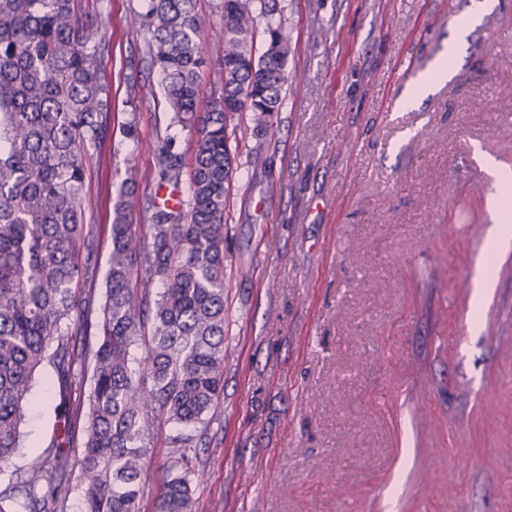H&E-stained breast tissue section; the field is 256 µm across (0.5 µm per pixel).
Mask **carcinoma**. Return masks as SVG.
<instances>
[{
	"label": "carcinoma",
	"mask_w": 512,
	"mask_h": 512,
	"mask_svg": "<svg viewBox=\"0 0 512 512\" xmlns=\"http://www.w3.org/2000/svg\"><path fill=\"white\" fill-rule=\"evenodd\" d=\"M222 90L199 108L205 32L196 0H140L135 25L161 76L168 123L154 180L181 184L178 133L196 136L189 194L178 207L126 188L113 211L105 291L96 299L98 235L86 223V151L110 136L99 79L104 36L75 0H0V472L20 446L37 372L60 389L56 428L28 466L11 471L0 512L21 495L28 512H65L72 479L82 512H137L152 432L170 465L156 512H192L193 428L204 437L224 391V225L241 167L238 130L267 132L297 76L280 0H220ZM238 123H233V120ZM151 210L136 236L127 212ZM97 343H84L89 326ZM144 342L145 355L135 349ZM93 359L90 391L85 363ZM82 449L72 453L76 435Z\"/></svg>",
	"instance_id": "1"
}]
</instances>
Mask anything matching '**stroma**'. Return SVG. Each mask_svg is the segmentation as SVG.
Segmentation results:
<instances>
[{
    "label": "stroma",
    "mask_w": 512,
    "mask_h": 512,
    "mask_svg": "<svg viewBox=\"0 0 512 512\" xmlns=\"http://www.w3.org/2000/svg\"><path fill=\"white\" fill-rule=\"evenodd\" d=\"M78 2L107 32L112 140L90 149L83 186L104 272L112 207L125 184L152 192L166 116L130 95L158 78L139 62V0ZM217 2H196L204 101L221 87ZM473 2L288 0L298 82L269 133L240 144L264 162L242 165L230 196L224 393L193 512H512V243L486 254L505 221L497 176L512 174V0L457 41ZM443 60L447 76L402 108ZM34 391L19 466L60 400L57 384ZM170 432L139 512H154Z\"/></svg>",
    "instance_id": "obj_1"
}]
</instances>
